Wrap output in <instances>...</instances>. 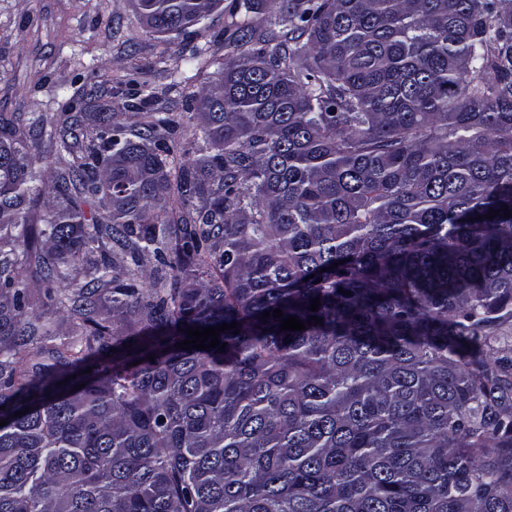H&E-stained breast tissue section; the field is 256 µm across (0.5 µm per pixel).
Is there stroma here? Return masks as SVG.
<instances>
[{"label": "stroma", "instance_id": "stroma-1", "mask_svg": "<svg viewBox=\"0 0 512 512\" xmlns=\"http://www.w3.org/2000/svg\"><path fill=\"white\" fill-rule=\"evenodd\" d=\"M234 6L224 0L222 11L194 27L188 44L203 56L227 57ZM174 51L142 26L135 0H0V113L17 116L46 185L56 181L53 144L65 115L97 103L123 124L139 122V113L126 108L134 67L145 70L155 110L183 117L192 110L190 92L221 79L215 66L175 64ZM176 66L183 77L178 85L169 75ZM34 112L46 116L43 129H31Z\"/></svg>", "mask_w": 512, "mask_h": 512}]
</instances>
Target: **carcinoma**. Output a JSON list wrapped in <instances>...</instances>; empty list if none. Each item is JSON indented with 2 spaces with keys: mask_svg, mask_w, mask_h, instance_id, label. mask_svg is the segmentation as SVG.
Listing matches in <instances>:
<instances>
[{
  "mask_svg": "<svg viewBox=\"0 0 512 512\" xmlns=\"http://www.w3.org/2000/svg\"><path fill=\"white\" fill-rule=\"evenodd\" d=\"M222 2L137 7L174 41ZM235 2L202 144L65 118L39 225L0 114V241L42 242L0 249V512H512V359L475 356L512 314V0Z\"/></svg>",
  "mask_w": 512,
  "mask_h": 512,
  "instance_id": "carcinoma-1",
  "label": "carcinoma"
}]
</instances>
